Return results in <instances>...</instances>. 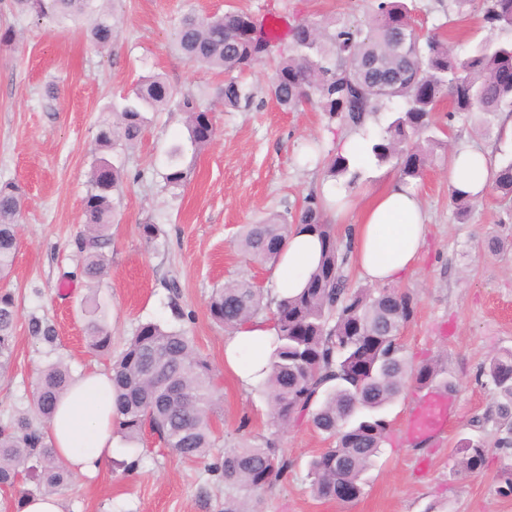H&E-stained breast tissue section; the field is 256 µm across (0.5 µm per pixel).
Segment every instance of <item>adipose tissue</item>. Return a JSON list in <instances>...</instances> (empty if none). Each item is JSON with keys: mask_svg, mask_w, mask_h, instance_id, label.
<instances>
[{"mask_svg": "<svg viewBox=\"0 0 512 512\" xmlns=\"http://www.w3.org/2000/svg\"><path fill=\"white\" fill-rule=\"evenodd\" d=\"M495 170V158L484 147L462 145L451 156L450 190L480 192ZM428 236V219L417 194L395 182L373 193L362 205L354 226L355 262L366 279L395 282L405 277L418 260ZM321 255L317 234L295 227L282 247L274 270L273 293L283 298L305 287L308 274ZM275 327L257 317L224 339V365L244 388L259 385L266 376ZM250 349L242 357V349ZM112 388L107 372L93 370L76 378L58 402L48 434L57 455L77 474L99 470L121 439L115 432Z\"/></svg>", "mask_w": 512, "mask_h": 512, "instance_id": "adipose-tissue-1", "label": "adipose tissue"}]
</instances>
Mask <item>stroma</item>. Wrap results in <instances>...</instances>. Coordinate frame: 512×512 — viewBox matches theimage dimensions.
<instances>
[{"label":"stroma","instance_id":"stroma-1","mask_svg":"<svg viewBox=\"0 0 512 512\" xmlns=\"http://www.w3.org/2000/svg\"><path fill=\"white\" fill-rule=\"evenodd\" d=\"M412 17L428 34L441 31L454 54L466 58L485 31L476 7L449 10L448 0H406ZM371 0H120L119 33L98 50L81 28H61L13 11L0 0V31L13 28L16 41L0 46V180L18 184L24 209L18 249L6 283L18 305L14 360L0 380V422L30 408L40 370L54 360L71 374L109 369L108 357L93 351L84 336L80 304L97 292L108 309L112 350L120 352L137 327L156 321L192 336L213 367L223 408L214 419L218 446L241 438L278 433L294 467L262 497V512H512V494L500 492L512 470V449L500 448L505 434L494 386L484 376L492 356L512 350V202L486 191L459 223L448 193V158L462 144L492 147L497 159L512 158V139L485 136L477 120L452 113L441 102L435 121L448 148H435L424 176L413 182L427 212L429 233L415 270L395 290L416 301L400 342L416 361L441 358L454 384L447 392L451 423L446 434L421 444L410 441L405 417L418 391L406 388L391 407V438L352 502L315 498L307 463L326 448L310 425L276 431L266 397L240 387L224 367L228 331L215 323L207 302L224 283L248 278L272 290L273 267L245 263L234 247L244 224L295 214L313 190L356 197L398 177L389 165L368 159L367 149L386 129L391 113L379 112L360 132L357 178L330 179L309 162L310 145L336 151L345 134L325 113L307 107L286 112L268 95L273 61L243 75L255 97L249 106L227 109L215 92L223 78L188 64L176 51L174 33L182 16L236 7L274 26L287 40L294 22L307 18L364 20ZM163 76L180 93L213 104L217 134L203 151L189 147L186 119L177 111L148 113L143 138L115 152L124 170L114 195L107 273L85 283L77 270L74 240L83 229L88 173L97 154L95 138L110 107L142 75ZM183 146L186 181L164 180L169 152ZM155 225L145 240L141 227ZM38 317L56 328L54 342L31 335ZM474 439L487 451L484 468L462 474L461 440ZM136 466L125 468L127 449L117 448L93 477L74 478L61 490L65 512H224V485L208 474L207 461L179 458L151 433H144Z\"/></svg>","mask_w":512,"mask_h":512}]
</instances>
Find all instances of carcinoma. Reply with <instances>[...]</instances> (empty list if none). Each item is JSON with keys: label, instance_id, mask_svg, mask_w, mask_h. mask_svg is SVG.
Segmentation results:
<instances>
[{"label": "carcinoma", "instance_id": "carcinoma-1", "mask_svg": "<svg viewBox=\"0 0 512 512\" xmlns=\"http://www.w3.org/2000/svg\"><path fill=\"white\" fill-rule=\"evenodd\" d=\"M478 2L483 27L492 35L459 60L448 41L437 33L412 36L414 22L402 0H373L361 23L322 26L296 21L288 45H275L277 36L262 29L244 11L200 16L188 12L175 32L178 52L192 65L224 73L218 96L226 108L249 103L253 93L237 74L276 57L268 93L286 111L312 106L339 128L362 130L382 110L395 119L370 146L377 164H390L407 184L423 176L434 135V113L446 99L455 112L477 115L492 130V119L512 112V41L493 33H512V0H452L462 7ZM20 14H33L53 26L84 23L94 47L110 46L116 34L113 5L118 0H11ZM174 104L186 115L191 145L200 150L215 136L212 110L192 95L177 96L159 75L142 78L122 103L112 108L113 121L99 126L96 145L101 152L89 172L90 189L84 200V231L74 240L81 256L82 275L91 283L105 274L104 249L110 244L113 196L122 181L121 167L106 154L119 142H137L147 125L145 113ZM354 157L338 150L323 159L324 174L342 177ZM166 183L179 186L187 179L181 149L169 156ZM493 188L512 198V160L498 164ZM459 222H465L473 198L450 195ZM23 193L12 181L0 182V281L10 276L18 247L17 224ZM293 223L304 224L320 236L322 255L301 292L279 301L273 311L277 328L275 349L264 383L275 426L286 429L300 421L332 441L308 464L311 490L319 499H335L341 489L358 498L365 476L384 444L390 422L385 410L407 386L417 389L452 388L446 365L438 359L410 360L398 340L400 329L414 314V298L394 289L353 288L344 274L354 249L352 234L342 238L324 217L320 195L305 197ZM290 228L288 218L273 215L262 224H245L236 248L248 263L273 266ZM264 289L246 279L225 283L208 301L210 317L237 329L269 308ZM81 311L89 345L110 350L112 330L96 295L84 298ZM17 306L12 294L0 290V376L9 372L14 356ZM29 331L51 343L52 324L33 317ZM487 377L498 390L497 415L506 427L500 439L512 447V351L491 358ZM112 398L116 429L135 445L148 427L164 446L188 460L205 459L215 448L213 418L221 409L209 362L193 340L178 329L157 322L138 326L126 348L112 361ZM72 381L61 362L40 371L31 412L0 425V488L29 494L26 479L53 492L69 485L71 472L57 458L46 427L56 402ZM460 466L473 473L486 461V449L466 439L459 446ZM293 467L276 437L241 440L224 449L208 472L224 483V512H258L249 496H260Z\"/></svg>", "mask_w": 512, "mask_h": 512}]
</instances>
